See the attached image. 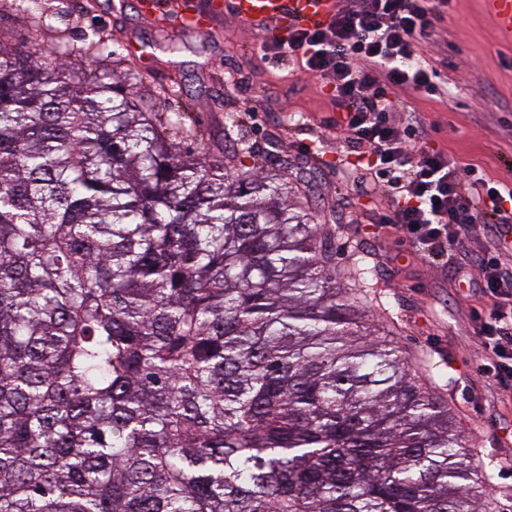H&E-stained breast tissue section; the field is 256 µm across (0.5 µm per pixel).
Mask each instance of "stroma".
Segmentation results:
<instances>
[{"label":"stroma","mask_w":512,"mask_h":512,"mask_svg":"<svg viewBox=\"0 0 512 512\" xmlns=\"http://www.w3.org/2000/svg\"><path fill=\"white\" fill-rule=\"evenodd\" d=\"M144 14L138 0H39L55 49L104 37L100 55L131 63L128 83L155 93L159 112H187L184 143L255 170L285 172L319 223L334 225L336 269L362 294L372 328L391 334L422 383L448 403L472 441V465L490 478L492 512H512V388L480 374L488 358L477 318L488 301L474 281L454 278L447 258L410 256L394 225L372 232L363 219L382 201L345 176L348 160L326 123L336 115L328 87L288 59L263 58L265 30L232 13L209 31L183 28L171 0ZM429 46L448 58L447 99L405 98L430 127L429 144L489 181L512 184V41L487 0H452Z\"/></svg>","instance_id":"1"}]
</instances>
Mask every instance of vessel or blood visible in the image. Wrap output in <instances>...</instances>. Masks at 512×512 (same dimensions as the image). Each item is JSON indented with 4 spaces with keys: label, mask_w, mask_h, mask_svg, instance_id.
<instances>
[{
    "label": "vessel or blood",
    "mask_w": 512,
    "mask_h": 512,
    "mask_svg": "<svg viewBox=\"0 0 512 512\" xmlns=\"http://www.w3.org/2000/svg\"><path fill=\"white\" fill-rule=\"evenodd\" d=\"M337 4L338 0H208L201 8L195 0H176L174 8L180 24L197 31L207 30L213 18L229 7L246 23L279 34L328 20ZM488 5L501 34L512 38V0H488Z\"/></svg>",
    "instance_id": "b4317fda"
}]
</instances>
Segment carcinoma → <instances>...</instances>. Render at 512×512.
Segmentation results:
<instances>
[{"label": "carcinoma", "mask_w": 512, "mask_h": 512, "mask_svg": "<svg viewBox=\"0 0 512 512\" xmlns=\"http://www.w3.org/2000/svg\"><path fill=\"white\" fill-rule=\"evenodd\" d=\"M0 38V512H489L283 173Z\"/></svg>", "instance_id": "obj_1"}]
</instances>
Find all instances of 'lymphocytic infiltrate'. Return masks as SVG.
I'll return each mask as SVG.
<instances>
[{"label":"lymphocytic infiltrate","instance_id":"obj_1","mask_svg":"<svg viewBox=\"0 0 512 512\" xmlns=\"http://www.w3.org/2000/svg\"><path fill=\"white\" fill-rule=\"evenodd\" d=\"M446 0H341L326 23L290 30L266 41L265 51L297 60L302 72L326 83L336 106V136L360 166L366 191L387 209L376 224H392L417 254H449L462 230L475 224L512 226V187H495L477 170L462 168L440 150L428 149L418 126L393 123L405 94L448 93L441 61L424 49L445 18ZM481 290L491 306L480 319L487 378L512 377V275L494 258L480 266Z\"/></svg>","mask_w":512,"mask_h":512}]
</instances>
